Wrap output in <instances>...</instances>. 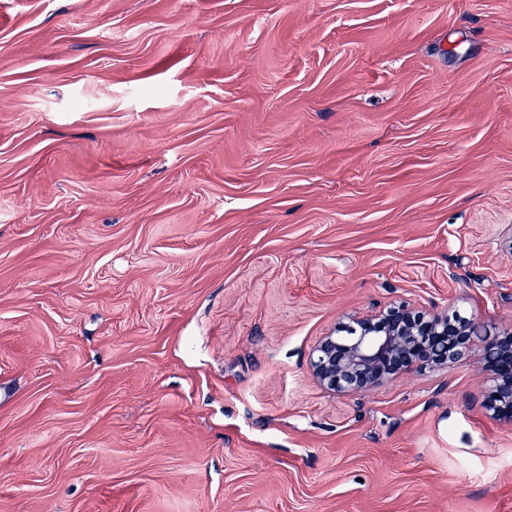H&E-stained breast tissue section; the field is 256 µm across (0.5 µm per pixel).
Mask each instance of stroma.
Listing matches in <instances>:
<instances>
[{"label":"stroma","mask_w":512,"mask_h":512,"mask_svg":"<svg viewBox=\"0 0 512 512\" xmlns=\"http://www.w3.org/2000/svg\"><path fill=\"white\" fill-rule=\"evenodd\" d=\"M400 302L512 329V0H0V512H512L475 361L314 380Z\"/></svg>","instance_id":"1"}]
</instances>
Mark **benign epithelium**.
I'll return each instance as SVG.
<instances>
[{
	"label": "benign epithelium",
	"instance_id": "obj_1",
	"mask_svg": "<svg viewBox=\"0 0 512 512\" xmlns=\"http://www.w3.org/2000/svg\"><path fill=\"white\" fill-rule=\"evenodd\" d=\"M472 355L485 375L486 416L512 425L511 331L482 338L470 321L461 325L446 312L430 314L402 303L378 315L353 317L347 327L328 333L312 350L309 365L322 387L350 395Z\"/></svg>",
	"mask_w": 512,
	"mask_h": 512
}]
</instances>
